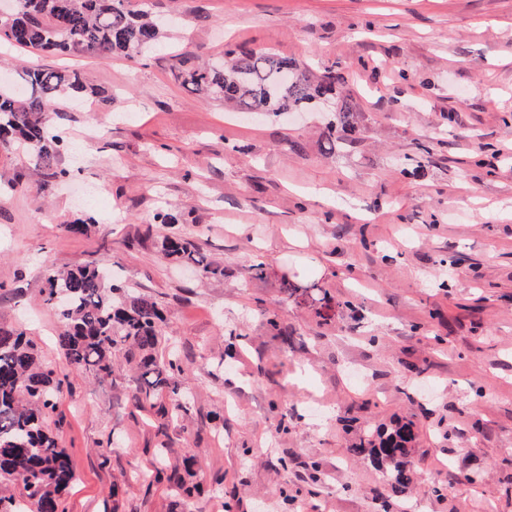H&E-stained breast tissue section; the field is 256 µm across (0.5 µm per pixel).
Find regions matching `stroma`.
Segmentation results:
<instances>
[{"mask_svg": "<svg viewBox=\"0 0 512 512\" xmlns=\"http://www.w3.org/2000/svg\"><path fill=\"white\" fill-rule=\"evenodd\" d=\"M151 2L176 48L140 62L0 43L9 79L38 65L94 89L54 119L67 181L0 151L17 184L0 194V326L70 373L45 272L97 255L165 305L191 399L172 421L133 407L125 366L73 375L49 426L75 474L66 512H512V0ZM240 46L335 66L330 103L249 118L177 80L176 51ZM162 208L223 278L163 258ZM285 279L334 308L286 300ZM399 422L415 437L402 496L352 452ZM160 462L204 495L156 481Z\"/></svg>", "mask_w": 512, "mask_h": 512, "instance_id": "obj_1", "label": "stroma"}]
</instances>
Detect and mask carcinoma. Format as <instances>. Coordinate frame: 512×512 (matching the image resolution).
<instances>
[{
    "instance_id": "cac0c4a2",
    "label": "carcinoma",
    "mask_w": 512,
    "mask_h": 512,
    "mask_svg": "<svg viewBox=\"0 0 512 512\" xmlns=\"http://www.w3.org/2000/svg\"><path fill=\"white\" fill-rule=\"evenodd\" d=\"M11 17L0 16V40L24 51L58 55L87 54L142 57L163 46V32L149 7L132 0H18ZM177 79L203 98L216 99L237 112L278 115L306 109L336 83V73L324 68L316 76L303 60L252 50L228 53L219 64L181 59ZM297 70L296 79L282 85L281 70ZM25 89L18 96L0 85V147H29L34 170L64 178L59 167L62 141L51 133L53 116L65 96L88 93L78 72L23 68ZM162 230V254L180 267L196 268L204 278L224 277V265L204 262L197 242L173 231L176 219L154 216ZM44 289L46 304L58 313L57 340L70 365L91 371L99 380L112 375L119 354L140 377L133 394L141 411L157 410L163 417L190 413L181 391L177 358L160 351L164 314L157 299L129 290L112 280L95 258L68 269H49ZM68 382L40 361L24 331L0 326V512H65L63 493L74 479L67 450L49 434L56 413L55 394ZM413 441L408 426L378 431L354 449L390 470L392 492L401 494L412 483L403 458ZM167 480L186 499L204 493L203 486L174 470ZM21 483L22 498L7 485Z\"/></svg>"
}]
</instances>
